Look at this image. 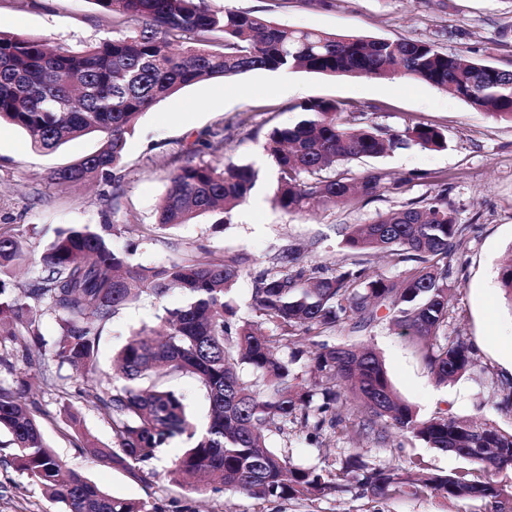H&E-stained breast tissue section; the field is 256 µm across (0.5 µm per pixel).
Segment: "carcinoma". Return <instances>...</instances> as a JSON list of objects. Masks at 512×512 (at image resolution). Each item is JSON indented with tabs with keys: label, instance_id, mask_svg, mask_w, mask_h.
I'll list each match as a JSON object with an SVG mask.
<instances>
[{
	"label": "carcinoma",
	"instance_id": "obj_1",
	"mask_svg": "<svg viewBox=\"0 0 512 512\" xmlns=\"http://www.w3.org/2000/svg\"><path fill=\"white\" fill-rule=\"evenodd\" d=\"M112 23L129 32L81 50L47 38L17 34L0 24V123L23 129L37 151L98 133L104 143L79 162L53 171L57 184L100 179L113 183L112 210L119 206V180L126 136L139 117L163 98L205 79L253 70L303 69L327 75H359L426 82L466 101L479 112L512 121V71L466 54L448 55L428 41L390 40L357 34L294 29L250 11L215 10L210 0H94ZM299 119L265 134V148L279 174L275 204L300 212L310 201L325 205L369 200L386 174L359 179L332 173L338 161L380 158L410 144L427 150L447 146L444 132L417 124L386 130L368 113L321 98L294 107ZM218 133L205 130L196 144L217 152ZM169 189L156 225L168 229L222 210L220 224L255 185L252 167L196 162L187 157L168 173ZM439 190L351 230L342 241L354 255L320 276L302 256L284 252L254 280L252 308L268 327L258 336L237 321L229 299L243 259L182 258L161 266H133L112 249L116 225H73L57 231L21 292L10 279L25 263L20 237L0 232V321L7 335H36L35 311L54 315L62 333L50 356L81 376L76 402L112 418V446L100 448L81 435L76 446L135 473V464L157 457L184 435L192 447L177 458L171 482L192 475L201 487L220 485L261 501L319 499L358 481L375 498L435 491L448 498L487 499L508 494L493 480L512 470V432L443 413L429 419L402 401L375 349L366 344L328 346L317 339L344 326L364 327L378 312L413 336L439 384L473 366L461 341L442 339L448 323V262L462 232ZM384 252L406 267L394 281L370 271L369 257ZM512 301V259L498 272ZM179 290L185 301L166 310V335L143 329L116 356L119 382L97 373L103 331L113 315L141 294L157 299ZM315 346L308 360L313 379L298 381L290 344ZM250 369L256 377L243 379ZM196 379L209 405L200 428L186 398L168 386L177 375ZM349 395L347 414L358 430L383 438L379 422L412 434L430 448L480 465V472H423L413 478L392 467H371L360 456L339 471L296 466L267 446L264 432L298 423L312 434L343 422L336 410ZM11 437L12 460L66 506V512H151L147 505L111 495L59 460L46 444L23 394L0 387V430ZM363 472L357 479L355 471Z\"/></svg>",
	"mask_w": 512,
	"mask_h": 512
}]
</instances>
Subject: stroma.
Returning a JSON list of instances; mask_svg holds the SVG:
<instances>
[{"label": "stroma", "mask_w": 512, "mask_h": 512, "mask_svg": "<svg viewBox=\"0 0 512 512\" xmlns=\"http://www.w3.org/2000/svg\"><path fill=\"white\" fill-rule=\"evenodd\" d=\"M214 7L253 11L290 27L335 33L429 41L446 53H464L512 70V0H213ZM0 19L30 37L82 48L115 36L112 19L94 0H0ZM280 71L254 70L227 79H209L162 99L138 120L128 137L119 211L111 209L112 189L58 185L49 175L59 167L96 151L101 138L68 141L51 153L33 150L27 134L0 126V228L19 234L29 260H37L57 230L73 224L96 225L113 219L115 251L131 265L159 266L194 257L242 256L246 262L231 298L242 321L254 320V278L284 250L300 252L308 265L335 268L346 255L341 240L347 226L368 224L379 214L428 195L430 179L448 185V205L464 228L448 269L453 298L448 304L449 340L460 339L474 350L475 363L460 379L436 384L411 337L389 321L339 328L332 345L364 343L382 357L400 395L420 418L437 413L473 418L512 432V308L499 297L497 273L512 254V123L495 120L465 101L424 82L325 75L289 71L295 94L280 85ZM311 98L358 107L373 122L392 130L416 124L435 125L447 146L429 151L412 145L379 159L337 165V173L358 178L378 168L390 174L376 196L353 206L308 207L288 213L274 202L278 172L265 150V134L292 124L296 104ZM224 131V148L203 151L205 162L251 166L258 174L246 202L229 223L215 215L199 216L172 229L153 225L159 202L168 190L169 169L184 159L198 133ZM184 300L173 291L163 300L145 296L120 309L107 326L98 352V369L112 371V355L134 333L156 328L165 309ZM58 390H48L40 366L25 357L21 340L0 333V385L23 390L35 404L33 413L56 456L83 472L112 495L143 501L158 512H512V496L474 500L446 498L431 492L417 497L375 498L359 483L319 499L263 502L241 493L199 491L170 482L167 470L190 444L178 438L156 459L137 464L134 472L113 467L75 447L63 413L77 384L75 371L46 360ZM270 446L297 465L336 470L353 455L369 465L393 466L401 472L422 461L432 471L469 468L458 456L425 447L410 434L387 429L384 439L337 427L312 438L299 425L269 433ZM9 436L0 432V512H65L62 502L11 465Z\"/></svg>", "instance_id": "35a3bbf8"}]
</instances>
